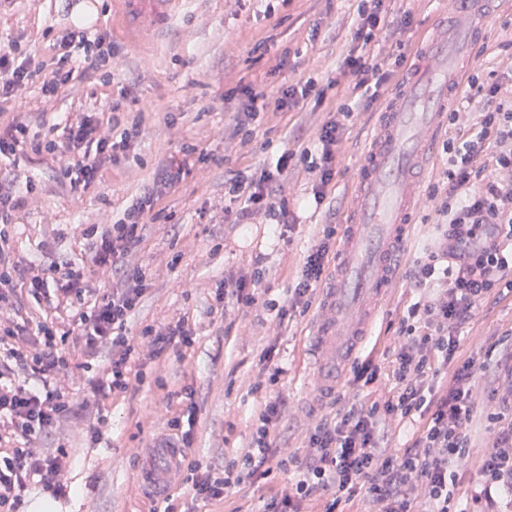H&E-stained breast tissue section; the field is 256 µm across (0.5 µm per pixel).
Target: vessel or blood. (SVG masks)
<instances>
[{
    "label": "vessel or blood",
    "mask_w": 512,
    "mask_h": 512,
    "mask_svg": "<svg viewBox=\"0 0 512 512\" xmlns=\"http://www.w3.org/2000/svg\"><path fill=\"white\" fill-rule=\"evenodd\" d=\"M146 40L181 9L183 0H123ZM489 0H447V26L424 44L405 82L381 113L357 165L356 193L342 226L332 278L309 336L314 366L307 388L311 410L329 407L346 362L358 351L388 290L413 224L417 173L448 118L463 77L460 50L488 34ZM183 448L160 442L137 475L147 491L164 494L180 478Z\"/></svg>",
    "instance_id": "1"
}]
</instances>
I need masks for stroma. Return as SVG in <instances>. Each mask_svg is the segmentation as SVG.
<instances>
[{"label": "stroma", "instance_id": "1", "mask_svg": "<svg viewBox=\"0 0 512 512\" xmlns=\"http://www.w3.org/2000/svg\"><path fill=\"white\" fill-rule=\"evenodd\" d=\"M388 16L409 15L411 24L399 34L383 31L380 46L391 53L403 45L415 54L442 14L444 0H385ZM357 0H186L180 14L148 43L132 39L130 24L114 0H98L94 29L107 32L118 54L111 65L77 76L74 88L62 89L53 103H44L38 86H30L0 110L26 113L32 132L47 133L61 112H88L120 98L151 112L138 150L139 163L109 167L99 185L88 193H73L60 180L49 155L20 151L11 166L18 192L28 183L36 191L16 216L10 231L14 258L42 264L89 262L91 225L119 218L139 197L157 168L183 160V146L193 142L212 151L215 160L179 182L157 210L146 213L144 239L132 261L147 276L150 287L128 321L132 334L148 325L185 318L196 329L192 347L162 359H136L127 392L93 398L89 369H72L70 394L89 401L86 415L64 419L52 434L38 440L37 448L52 451L64 446L73 459L68 480L70 495L54 499L52 512H163L173 503L175 512H260L271 484L259 480L233 489L223 502L197 498L187 479H180L168 498L139 489L136 471L148 448L175 433L165 421L181 406L182 388L194 390L196 420L188 453L215 468L226 459L248 451L251 417L257 401L253 386L264 381L267 370L283 367L274 390L288 401V410L276 432L279 451L303 455L308 429L316 418L306 412L303 391L310 371L306 341L315 312L296 316L277 328L275 311L256 306L246 314L227 318L211 314L214 292L225 271L247 275L253 269L271 271L269 295L285 301L295 284L303 257L322 234L324 225L344 224L354 192L359 157L365 151L378 120L377 107L359 111L344 142L336 166V193L331 204L305 207L303 221L284 235L270 233L264 224H228L224 221V167L260 173L266 157L292 146L288 133L302 127L313 139L332 105L350 82L343 61L359 50L354 39ZM68 17L60 0H13L0 11V43L20 41L51 61L52 38ZM512 14L494 11L486 44L495 46L483 61L478 82L488 86L512 77V45L503 46L502 31ZM249 73L268 94L298 78L318 83L336 80L322 103L301 102L288 112H268L256 126L251 145L234 154L224 152L223 134L239 111L242 96L225 99L238 73ZM448 157L434 146L420 177L421 204L414 230L401 253L398 271L388 290L375 330L386 333L398 324L417 296L408 273L440 232L431 185L442 178ZM232 329H225V321ZM512 329V295L487 301L469 328L462 349L485 361L498 335ZM384 345L365 342L340 389L345 397L370 398L387 393L386 375L365 382L355 374L364 366H386Z\"/></svg>", "mask_w": 512, "mask_h": 512}]
</instances>
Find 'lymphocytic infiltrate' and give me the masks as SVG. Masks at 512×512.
<instances>
[{
	"mask_svg": "<svg viewBox=\"0 0 512 512\" xmlns=\"http://www.w3.org/2000/svg\"><path fill=\"white\" fill-rule=\"evenodd\" d=\"M53 48L55 66L45 70L35 53L11 43L0 47V99L16 96L30 83L40 85L44 101L57 98L79 68H97L114 57L107 33L90 32L80 23L57 31ZM406 54H397L393 68L377 56H348L344 66L352 78L347 103L330 111L319 127L314 148L286 149L275 156L260 176L225 168L224 209L228 224L262 222L283 230L297 223L299 200L288 188V174L304 169L310 176V195L316 205L330 198L336 187V160L355 112L387 97ZM235 89L247 98L246 111L237 113L224 133L225 149L247 148L253 127L260 123L264 88L237 80ZM475 93L461 97L448 114L451 126L463 129L459 143H446L451 167L430 190L439 203L444 230L428 256L417 261L412 274L420 294L408 305L396 330L398 342L391 353L387 377L391 390L377 399L345 400L336 415L311 427L304 456L277 457L271 437L282 423L286 401L263 396L254 409L255 428L249 450L225 461L223 470L187 464L192 488L199 498L224 501L229 492L273 471L299 470L287 490L270 495L262 512H301L304 502L332 495L324 512H334L342 498L365 493L377 512H416L417 497H424L430 512H512V419L503 412H488L492 431L490 450L479 462L480 478L465 500L455 499L449 486L459 477L458 465L468 462V426L476 399L473 388L487 366L459 355L461 333L480 307L504 293H512V86H489L479 112H472ZM120 103L107 113L67 112L62 140L31 135L25 115L0 117V162L15 156L21 146L48 154L59 162L58 173L73 192L96 188L106 166L137 160L143 139V113L124 119ZM177 167L159 169L137 199L117 221L102 227L90 245L94 271L111 278V292L95 295L86 274L77 265L27 264L10 260L8 227L25 204L13 180L0 173V512H18L24 494L39 487L53 496L70 491L67 474L71 458L66 449L44 455L32 449L33 440L50 435L61 418H80L85 403L68 396L70 366L64 353L72 345L87 358L111 349L90 386L94 396L126 391L131 383V361L137 350L156 360L167 352L193 346L195 329L185 319L142 329L141 343L126 330L129 316L148 285L131 257L143 241L142 219L156 202L193 170L204 169L213 155L196 144L184 148ZM488 157L494 173L485 175L479 157ZM335 226L306 252L291 288V303L281 306L278 322L292 310H308L330 272L336 254ZM44 298L57 310L71 312L64 325L57 319L33 323L18 313V291ZM269 291L266 272L250 276L225 275L215 300L222 311H248ZM29 381H15L17 371ZM417 415L423 420L409 445L389 448L385 422Z\"/></svg>",
	"mask_w": 512,
	"mask_h": 512,
	"instance_id": "f902f5d3",
	"label": "lymphocytic infiltrate"
}]
</instances>
